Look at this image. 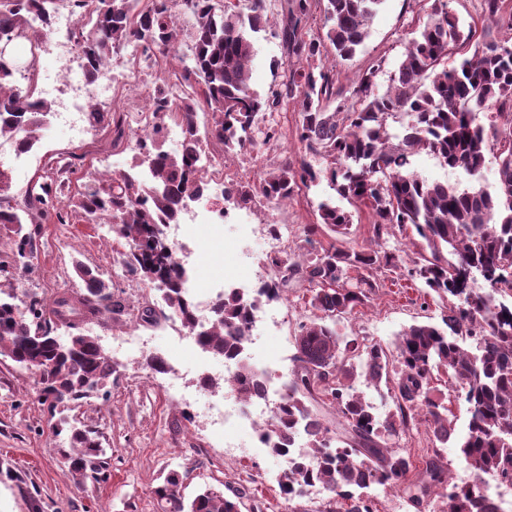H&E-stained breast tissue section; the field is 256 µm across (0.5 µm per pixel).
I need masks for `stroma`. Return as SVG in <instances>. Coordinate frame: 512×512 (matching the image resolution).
Here are the masks:
<instances>
[{
	"label": "stroma",
	"mask_w": 512,
	"mask_h": 512,
	"mask_svg": "<svg viewBox=\"0 0 512 512\" xmlns=\"http://www.w3.org/2000/svg\"><path fill=\"white\" fill-rule=\"evenodd\" d=\"M283 4L284 0H267L268 29L254 42L250 85L262 94L283 75L275 67L285 59L276 35ZM429 10V0H384L356 55L337 60L340 82L350 85L378 60L382 67L376 81L379 90H386L418 19ZM271 121L281 131L277 146L259 154L248 151L231 155L224 164L225 180L255 182L283 160L304 158L296 130L297 106L280 109ZM111 139L105 128H89L76 138L56 122H47L39 145L28 154L27 165L10 169L13 193H24L28 184L43 174L48 161L61 153L83 156L89 171L126 168L130 153L113 154ZM336 196L330 181L324 179L299 191L287 203L240 210L238 221L213 226L205 237L201 258L191 269L193 278L200 286L218 282L226 289L248 288L255 281L274 278L265 261L262 226L288 225L291 233L287 244L295 246L302 226L317 223L319 203ZM348 210L352 222L346 234L325 229L319 241L355 249L369 245V210L356 203ZM125 248L124 241L75 215L65 224H44L31 258L34 273L2 280L0 289L22 301L35 295L49 300L63 291H81L83 285L73 271L74 261L80 260L98 267L103 278L111 281L114 293L128 305L163 307L161 294L152 283L124 275L119 254ZM238 251L248 254V264L234 262ZM376 277L379 289L368 305L345 316L340 324L343 333L389 345L413 323H440L442 312L436 302H425L420 282L406 280L399 269L378 270ZM306 301L303 289L286 290L278 301L283 322L269 325L264 335L253 337L243 353L249 363L272 366L273 386H282L292 375L295 334L299 323L310 314ZM181 330L180 321L174 317L147 329L144 351L118 357V367L107 385V399L93 397L66 409V416L97 430L106 451L103 468L81 481L73 478L54 441L52 421L39 402L38 375L0 357V512H35L31 509L35 503L40 506L36 512H159L152 490L173 471L179 473L182 493L188 499L209 487L223 491L244 486L252 499L262 502L263 512H322L327 494L293 504L283 499L278 484L286 468L283 458L265 448L246 454L228 453L223 437L213 432L206 417H183L176 397L200 393L204 356L198 346L179 342ZM151 355L174 362L175 374L152 373L145 364Z\"/></svg>",
	"instance_id": "35a3bbf8"
}]
</instances>
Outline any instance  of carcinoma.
<instances>
[{
	"label": "carcinoma",
	"mask_w": 512,
	"mask_h": 512,
	"mask_svg": "<svg viewBox=\"0 0 512 512\" xmlns=\"http://www.w3.org/2000/svg\"><path fill=\"white\" fill-rule=\"evenodd\" d=\"M68 2L77 17L68 33L86 61V77L112 54L135 45L149 68L160 58L179 62L168 80L154 90L153 119L180 130L178 148L166 147V135L134 147L133 131L123 111L91 113L92 125L112 129V149L133 152L128 169L100 173L70 191L65 174L78 171L66 163L44 172L16 197L11 176L0 164V236L11 242L12 261L33 250L34 224H64L68 212L93 224H107L112 235L129 243L121 265L142 281L162 283L164 303L184 325L193 315L173 271V255L162 225L175 222L189 204L203 197L207 170L202 155L226 157L247 147L272 145L280 129L270 125L262 140L253 136L267 112L288 102L298 105L299 141L305 153L320 157L316 169L306 160H284L257 183H233L224 201L250 209L262 202L281 204L325 176L337 194L360 203L372 215L373 248L345 250L330 243L298 262L283 251L267 257L277 273L272 287L231 288L210 327L197 343L215 356L236 358L246 338L243 328L258 307L280 298L291 283L306 282L313 315L295 336L296 369L285 394L263 424L270 453L288 459L279 487L288 499L303 498L300 489L321 484L330 497L322 512H374L368 490L401 487L408 502L429 512H487L486 491L512 488V47L508 41H474L476 25L463 26L449 0H432L424 21L417 22L404 58L384 93L377 90L381 62L375 61L347 88L336 69L324 62L328 51L352 58L369 33L383 0H284L280 33L288 70L280 83L261 95L249 85V65L256 34L266 30V0H193L191 54H181L176 13L185 0H0V39L12 40V58L0 61V138L32 150L41 139L49 113L24 99L36 90L28 61L51 35L50 21ZM322 32L303 31L315 11ZM483 21L512 32L509 0H482ZM474 47L468 53V47ZM460 55L456 65L448 58ZM208 120L199 127L197 114ZM401 117L405 133L398 141L388 121ZM427 151L439 162L463 172L470 185L429 182L407 171L410 157ZM495 181L485 182L488 163ZM317 224L302 228L311 244L324 225L342 234L348 212L324 201ZM413 227L426 248L406 268L426 294H435L448 314L445 328L428 323L404 329L392 347L369 343L340 332V319L370 302L379 283L366 271L398 269L400 250L383 249L395 232ZM358 272L352 276L351 272ZM74 272L84 285L76 299L56 296L23 304L9 293L0 298V356L39 374L40 400L55 419V435H65L64 456L78 481L102 468L104 449L89 426L66 416L60 405L79 403L90 392L105 391L114 372L112 357L99 340L78 323L103 313L121 316L123 300L112 283L79 260ZM65 328V335L57 329ZM398 364V370L390 368ZM443 369L461 386L457 400L467 404L466 435L457 442L459 463L472 475L454 484L443 449L453 441L448 396L431 385L433 371ZM364 388H358V384ZM265 380L241 364L223 381L242 401L264 395ZM373 389L394 409L376 410L366 390ZM330 402L336 407L332 433L312 410ZM421 418L432 437V453L413 464L396 447L400 434ZM308 437V456L293 453L298 426ZM177 472L154 489L163 512H241L248 489L231 495L207 489L187 501Z\"/></svg>",
	"instance_id": "1"
}]
</instances>
